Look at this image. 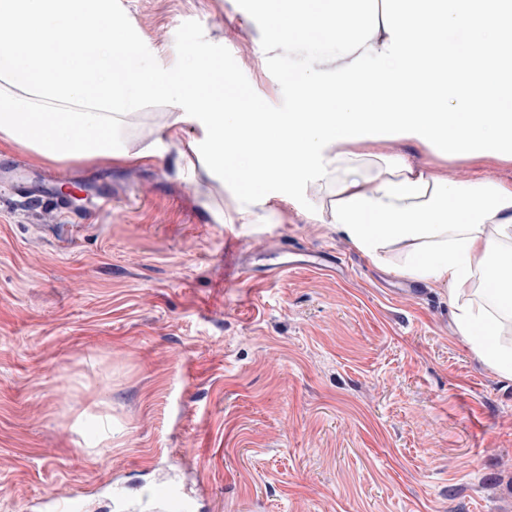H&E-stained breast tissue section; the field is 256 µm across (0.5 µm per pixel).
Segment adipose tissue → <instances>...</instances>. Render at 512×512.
I'll list each match as a JSON object with an SVG mask.
<instances>
[{"label": "adipose tissue", "mask_w": 512, "mask_h": 512, "mask_svg": "<svg viewBox=\"0 0 512 512\" xmlns=\"http://www.w3.org/2000/svg\"><path fill=\"white\" fill-rule=\"evenodd\" d=\"M277 38L313 33L352 53L382 50L390 35L382 13L366 0H277ZM33 95L0 80V150L25 148L50 161L83 159L104 164L154 158L152 146L132 151L117 138L119 114L53 102L36 112ZM363 144L337 141L323 149L329 176L326 200L310 218L329 224L360 251L383 263L392 248L400 262L393 273L445 285L463 342L503 377L512 379V344L502 342L512 320V284L498 267L512 263V184L480 180L466 189L436 169L404 158L386 160L370 173ZM480 280L478 301L466 298Z\"/></svg>", "instance_id": "1"}]
</instances>
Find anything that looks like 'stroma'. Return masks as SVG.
<instances>
[{
	"instance_id": "1",
	"label": "stroma",
	"mask_w": 512,
	"mask_h": 512,
	"mask_svg": "<svg viewBox=\"0 0 512 512\" xmlns=\"http://www.w3.org/2000/svg\"><path fill=\"white\" fill-rule=\"evenodd\" d=\"M157 61L199 21L256 93L282 100L256 22L236 0H120ZM168 107L123 129L149 164L38 163L0 191V512L84 492L88 512H149L151 482L204 486L196 512H512V380L458 335L445 286L372 262L299 203L244 228ZM379 156L450 183H512V162L440 161L390 140ZM112 207L98 209L97 196ZM246 278L224 283V241ZM332 251L335 267L268 276L270 247ZM112 420L102 440L103 418Z\"/></svg>"
}]
</instances>
